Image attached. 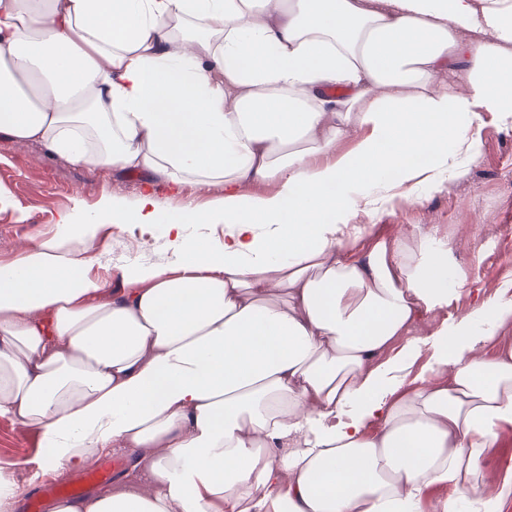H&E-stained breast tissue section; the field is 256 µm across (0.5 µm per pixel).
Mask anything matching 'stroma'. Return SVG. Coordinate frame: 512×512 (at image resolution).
Segmentation results:
<instances>
[{
    "instance_id": "35a3bbf8",
    "label": "stroma",
    "mask_w": 512,
    "mask_h": 512,
    "mask_svg": "<svg viewBox=\"0 0 512 512\" xmlns=\"http://www.w3.org/2000/svg\"><path fill=\"white\" fill-rule=\"evenodd\" d=\"M142 187L140 174L76 165L43 144H19L1 135L0 193L9 197L11 205L0 210V264L15 260L22 239L53 233L58 213L74 203L91 214L104 198L133 202ZM155 190L167 209L187 203L205 209L224 196L223 187L203 193L189 183L175 188L159 182ZM416 194V206L387 207L378 218V230L391 235L400 225L418 224L435 228L437 237L447 240L448 283L458 291L444 308V317L454 323L481 304L511 298L512 126L485 114L478 152L451 169L439 191L421 186ZM96 250L114 269L115 293L124 286L121 266L143 261L163 265L172 259L161 224L142 240L123 227H113L99 239ZM48 454L38 435L11 416H0V475L16 494V512H25L27 500L41 485L81 480V472L42 467ZM511 473L512 429L505 428L480 459V485L493 488Z\"/></svg>"
}]
</instances>
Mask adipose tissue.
I'll list each match as a JSON object with an SVG mask.
<instances>
[{
  "label": "adipose tissue",
  "instance_id": "1",
  "mask_svg": "<svg viewBox=\"0 0 512 512\" xmlns=\"http://www.w3.org/2000/svg\"><path fill=\"white\" fill-rule=\"evenodd\" d=\"M487 112L512 125V0H0V135L224 186L206 211L146 190L61 212L0 265V415L48 468L142 454L137 482L49 512H421L476 486L512 426V299L448 325L447 242L354 217L439 189ZM115 224L165 225L175 259L97 303ZM422 318L431 367L380 362ZM453 496L457 499V512H471L472 509V496L470 493H461L452 486L436 484L429 490L422 507L424 512H435L434 508L442 500Z\"/></svg>",
  "mask_w": 512,
  "mask_h": 512
}]
</instances>
